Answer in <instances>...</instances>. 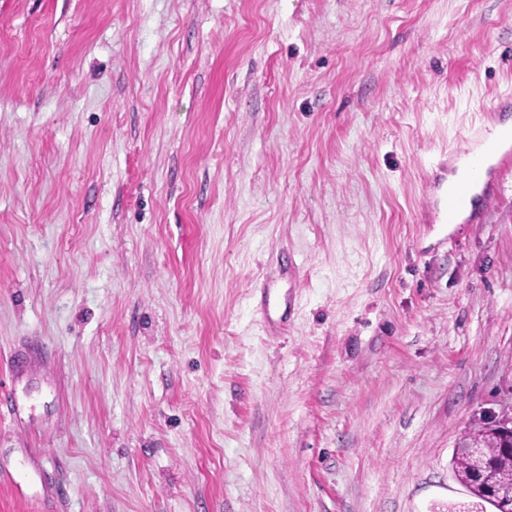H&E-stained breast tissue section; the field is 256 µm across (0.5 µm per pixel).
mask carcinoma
Here are the masks:
<instances>
[{"instance_id": "cac0c4a2", "label": "carcinoma", "mask_w": 512, "mask_h": 512, "mask_svg": "<svg viewBox=\"0 0 512 512\" xmlns=\"http://www.w3.org/2000/svg\"><path fill=\"white\" fill-rule=\"evenodd\" d=\"M502 443L496 420L481 422L465 432L460 446L479 444L486 448V455L483 457L453 455L454 477L460 484L472 486L470 491L472 501L467 504L450 505L448 512H483L486 503L485 497L481 488L473 484L475 475L480 470H490L498 482L512 484V455L500 449Z\"/></svg>"}]
</instances>
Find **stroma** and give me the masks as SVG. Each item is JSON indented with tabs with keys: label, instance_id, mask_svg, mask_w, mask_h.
<instances>
[{
	"label": "stroma",
	"instance_id": "stroma-1",
	"mask_svg": "<svg viewBox=\"0 0 512 512\" xmlns=\"http://www.w3.org/2000/svg\"><path fill=\"white\" fill-rule=\"evenodd\" d=\"M501 94L512 0H0V512L468 501L512 165L422 202ZM500 126L492 128L487 134V141H493L499 130V142L509 145V149L505 151L497 165L487 164L484 156L471 155L469 153L458 154L468 165L471 177L464 181H448L460 180L466 175L465 168L459 167L455 174L448 175V178L442 177L438 170L442 167L443 162L440 161L431 172L430 185L433 189L434 196L425 200L427 208H434V220L436 224H453L456 215L466 209L468 205H473L477 196H485L488 185L495 174L496 169L505 161L511 159L512 156V125H505L499 120ZM482 185L479 194H474V190L478 185Z\"/></svg>",
	"mask_w": 512,
	"mask_h": 512
}]
</instances>
